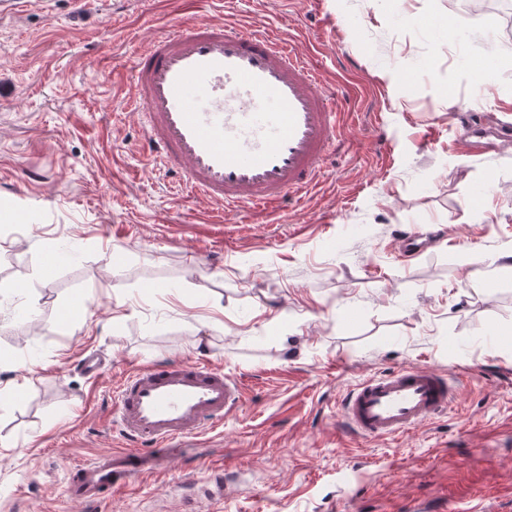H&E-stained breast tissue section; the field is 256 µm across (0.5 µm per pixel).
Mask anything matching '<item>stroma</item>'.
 Here are the masks:
<instances>
[{
  "instance_id": "35a3bbf8",
  "label": "stroma",
  "mask_w": 512,
  "mask_h": 512,
  "mask_svg": "<svg viewBox=\"0 0 512 512\" xmlns=\"http://www.w3.org/2000/svg\"><path fill=\"white\" fill-rule=\"evenodd\" d=\"M467 0H32L0 13V512H213L208 467L241 472L222 512H512V19L449 32ZM188 17L294 41L348 99L346 139L299 202L217 216L139 151L130 71ZM503 146L452 118L473 87ZM427 149H419L420 140ZM445 228L410 257L395 240ZM53 274H46V261ZM95 351L101 378L78 362ZM204 359L244 401L166 470L88 506L67 466L109 450L131 371ZM454 376L448 415L391 440L348 434L358 381Z\"/></svg>"
}]
</instances>
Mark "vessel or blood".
<instances>
[{"instance_id": "vessel-or-blood-1", "label": "vessel or blood", "mask_w": 512, "mask_h": 512, "mask_svg": "<svg viewBox=\"0 0 512 512\" xmlns=\"http://www.w3.org/2000/svg\"><path fill=\"white\" fill-rule=\"evenodd\" d=\"M132 79L143 154L172 187L225 213L302 198L345 134L335 89L262 21L246 31L179 22L138 53ZM453 395L447 375L411 365L353 385L342 418L354 435L390 439L447 414ZM240 400L239 384L200 360L132 371L112 394L113 427L127 453L101 451L70 466L67 497L111 498L119 482L162 468L190 440L221 427ZM235 482L212 467L200 490L220 504Z\"/></svg>"}]
</instances>
